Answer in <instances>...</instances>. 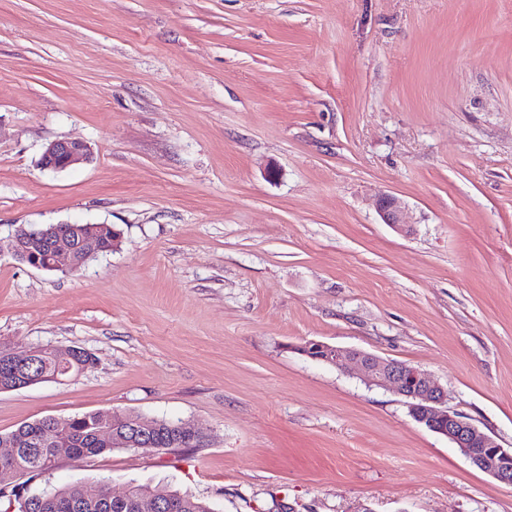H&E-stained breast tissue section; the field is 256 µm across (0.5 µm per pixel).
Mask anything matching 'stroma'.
<instances>
[{"instance_id":"1","label":"stroma","mask_w":512,"mask_h":512,"mask_svg":"<svg viewBox=\"0 0 512 512\" xmlns=\"http://www.w3.org/2000/svg\"><path fill=\"white\" fill-rule=\"evenodd\" d=\"M66 138L90 161L41 170ZM66 223L119 244L64 274L1 253L0 345L96 362L0 391V433L119 411L207 441L63 456L51 484L512 512L406 398L300 351L418 367L512 448V0H0V240ZM378 212L383 224H389L404 234L412 232V225L404 220L401 203L397 198L393 196L382 198L378 203ZM300 350L304 355L311 359L345 368L344 365L340 363V359L342 357L341 350L334 346L323 342H308L301 346ZM318 352H322V355L314 354Z\"/></svg>"}]
</instances>
